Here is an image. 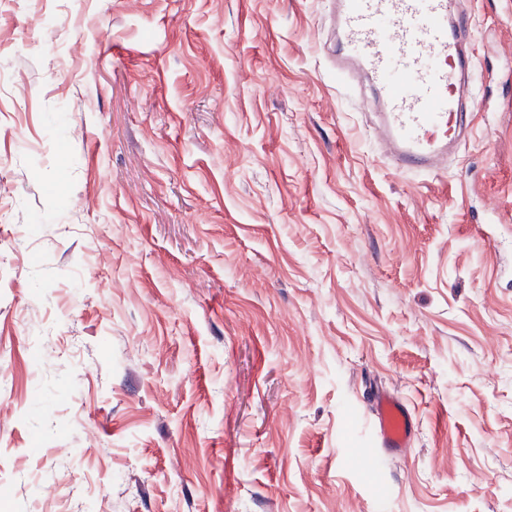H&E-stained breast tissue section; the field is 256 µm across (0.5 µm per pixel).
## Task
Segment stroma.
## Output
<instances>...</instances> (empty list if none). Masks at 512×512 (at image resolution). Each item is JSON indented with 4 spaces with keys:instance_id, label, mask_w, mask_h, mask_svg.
Returning <instances> with one entry per match:
<instances>
[{
    "instance_id": "35a3bbf8",
    "label": "stroma",
    "mask_w": 512,
    "mask_h": 512,
    "mask_svg": "<svg viewBox=\"0 0 512 512\" xmlns=\"http://www.w3.org/2000/svg\"><path fill=\"white\" fill-rule=\"evenodd\" d=\"M466 7L473 131L408 177L327 0H0V512H512V0ZM371 411L366 422L378 441L380 455L406 454L413 446L416 421L413 411L397 394L377 389L368 400Z\"/></svg>"
}]
</instances>
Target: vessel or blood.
Instances as JSON below:
<instances>
[{"instance_id":"1","label":"vessel or blood","mask_w":512,"mask_h":512,"mask_svg":"<svg viewBox=\"0 0 512 512\" xmlns=\"http://www.w3.org/2000/svg\"><path fill=\"white\" fill-rule=\"evenodd\" d=\"M336 25L334 71L349 90L366 86L377 119L373 137L397 174H430L448 164L467 117L461 76L472 32L455 0H330ZM366 422L380 455L404 454L415 439L413 411L375 390Z\"/></svg>"}]
</instances>
